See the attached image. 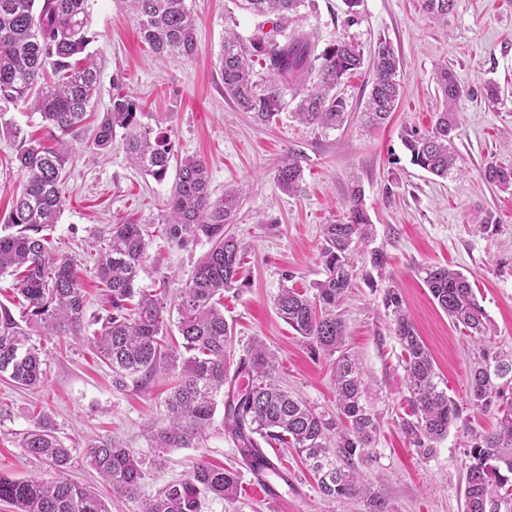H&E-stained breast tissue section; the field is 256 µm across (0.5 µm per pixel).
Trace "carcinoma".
Returning a JSON list of instances; mask_svg holds the SVG:
<instances>
[{
  "label": "carcinoma",
  "mask_w": 512,
  "mask_h": 512,
  "mask_svg": "<svg viewBox=\"0 0 512 512\" xmlns=\"http://www.w3.org/2000/svg\"><path fill=\"white\" fill-rule=\"evenodd\" d=\"M126 2L143 42L157 58L194 56L195 19L185 0ZM245 2L272 27L259 26L247 46L234 32L224 35L219 58L224 96L239 111L261 124L270 123L286 108L283 90L291 80L296 84L294 117L302 124L334 128L346 117V103L336 95V87L366 63L374 72L365 112L368 122L382 125L396 110L402 96L400 58L390 41L379 38L367 56L360 43L343 37L317 54L315 36L288 31L304 0ZM453 6L454 0H421L422 11L437 22L448 18ZM89 26L88 0H0V131L18 140L14 162L25 176L9 217L16 231L0 234V275L15 277L23 308L17 319L0 304V376L34 388L43 382L46 360L33 336L85 337L118 384L128 378L147 380L159 371L176 378L165 413L150 436L151 447L159 452L198 447L222 405L224 429L243 461L257 447V435L294 449L321 496H362L367 512H392L386 499L368 492L358 468L369 457L380 420L367 400L360 364L347 351L341 312L355 279L351 253L373 233L361 190L350 193L343 221L323 225L324 277L315 283L314 293L283 288L274 300L279 317L313 353L331 362L334 416L316 411L280 384L275 355L259 339L230 369L234 335L224 319V293L239 282L244 249L225 226L233 221L241 189L228 188L223 198L212 199L208 167L200 158L180 159L162 221L167 239L178 247L202 240L210 244L191 279L176 292L181 349L161 344L171 319L167 290L153 294L137 287L152 237L145 224H110L96 233L90 245L95 250L94 272L110 310L104 319L87 320L77 261L50 248L43 231L57 222L64 205L62 185L69 161L65 137L92 116L97 94V67L87 52ZM255 60L264 63L269 74L263 83L254 80ZM437 86L442 110L434 126L428 132L406 130L401 140L412 164L446 177L456 162L451 140L465 91L446 67L437 72ZM18 104L41 115L56 147H42L21 136L6 119L8 106ZM140 110L134 96L115 87L110 107L97 118L91 146L99 151L110 148L120 129L129 159L162 180L174 157L173 145L166 136H154L141 126ZM303 179L298 159L281 160L276 181L283 192H297ZM483 179L512 190V162H488ZM425 274L433 300L451 322L482 343L467 374L469 403L497 414L495 431L473 434L467 451L466 512H512V351L484 344L487 317L463 274L444 267L428 268ZM383 305L394 317L411 394L415 420L405 425L420 456L428 459L460 419V407L440 388L431 355L397 288L386 290ZM91 325L98 329L87 337ZM220 396L225 400L218 401ZM21 448L46 463L52 475L16 478L0 473V501L14 505L16 512H109L95 492L66 477L72 449L59 440L50 416H36ZM85 457L113 494L138 502L139 512H203L208 497L233 501L240 487L238 470L201 460L185 478L147 496L142 490L143 463L122 443L92 440Z\"/></svg>",
  "instance_id": "carcinoma-1"
}]
</instances>
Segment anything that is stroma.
Returning a JSON list of instances; mask_svg holds the SVG:
<instances>
[{
    "label": "stroma",
    "mask_w": 512,
    "mask_h": 512,
    "mask_svg": "<svg viewBox=\"0 0 512 512\" xmlns=\"http://www.w3.org/2000/svg\"><path fill=\"white\" fill-rule=\"evenodd\" d=\"M186 5L196 19V53L160 60L141 41L137 19L124 0H89V50L99 69L96 111L109 108L114 84L122 83L143 105L142 126L171 136L176 158L197 156L207 163L214 197L227 187H242L230 229L245 248L244 282L224 295V318L234 328L233 351L242 355L253 339H261L277 359L283 386L320 411L336 409L329 363L311 354L279 319L274 299L285 286L312 292L323 277L322 227L341 220L352 188H361L374 234L355 256L357 278L343 312L348 348L361 363L381 428L360 470L371 491L387 499L394 512H464L465 450L472 432L493 430L497 417L466 405L467 371L479 344L437 306L422 271L442 266L463 273L488 319L491 347L512 350V191H501L481 176L490 159L512 160V0H455L447 21L439 23L422 12L419 0H361L358 22L349 28L342 25L345 0H306L294 28L316 33L319 47L350 35L369 48L384 37L401 59L403 94L389 123L372 128L365 122L373 73L364 67L338 88L348 120L334 129L300 124L288 109L267 126L237 111L224 96L217 57L225 30L245 41L262 19L243 9L241 0H186ZM444 65L469 95L460 104L453 140L457 167L440 178L411 164L400 132L433 126L441 107L435 74ZM488 84L497 87L496 99L483 95ZM90 137L85 128L68 138L64 205L46 235L53 249L77 260L86 312L93 318L106 309L89 258L94 228L118 222L151 225L154 237L138 280L148 290L170 275L176 287H183L208 246L199 242L181 248L163 235L160 219L173 176L159 181L134 167L122 136L98 155L88 148ZM16 149L12 137L0 136V231L7 228L13 197L24 180L13 162ZM292 153L302 160L304 181L289 195L279 189L275 170ZM484 211L495 213L498 222L480 232L472 222ZM375 249L386 256L380 270L370 263ZM393 284L449 396L464 405L461 423L450 428L429 459L418 454L404 427L410 394L401 346L383 305L385 290ZM41 343L48 355L42 386L20 388L0 377V404L9 412L0 422L1 472L22 478L43 471V464L21 448L40 413L54 420L57 436L73 450L69 478L96 491L110 512H137L138 504L113 495L89 466L84 457L88 439H115L141 458L148 495L183 478L201 459L241 468L219 416L201 447L178 448L157 461L148 430L164 413L169 374L158 373L145 385L130 380L119 385L83 340L45 337ZM269 455L294 481L287 507L244 482L235 501L209 499L205 512H364L362 500L323 498L293 451L277 447Z\"/></svg>",
    "instance_id": "35a3bbf8"
}]
</instances>
